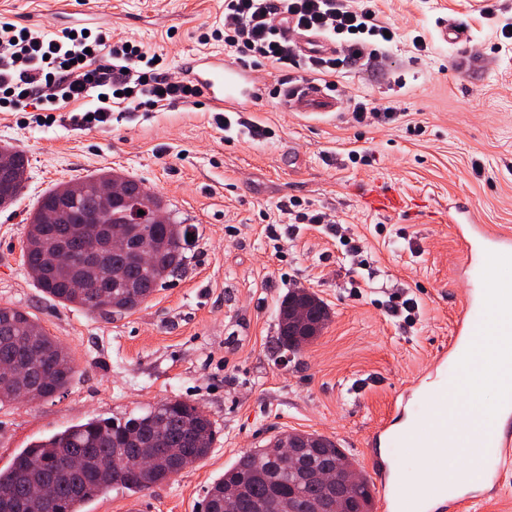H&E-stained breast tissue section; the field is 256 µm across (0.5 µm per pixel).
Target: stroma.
<instances>
[{
    "label": "stroma",
    "instance_id": "stroma-1",
    "mask_svg": "<svg viewBox=\"0 0 512 512\" xmlns=\"http://www.w3.org/2000/svg\"><path fill=\"white\" fill-rule=\"evenodd\" d=\"M400 36L374 64L334 77L340 111L284 112L282 76L251 66L264 98L218 129L202 98L152 112L114 110L90 130L71 107L0 111V145L25 152L21 200L0 211V306L28 311L67 346L76 373L43 401L0 405V468L32 442L94 417H120L166 399L202 407L215 423L211 453L149 491H110L85 512H203L206 488L246 450L282 432L318 433L376 477L391 452L375 441L418 403L413 380L432 385L472 282L448 211L465 205L488 232L512 228V39L500 22L512 0H377ZM495 18H487L486 9ZM224 0H0L17 26L111 27L114 38L162 52L169 68L224 45H202L223 22ZM469 30L445 43L442 18ZM395 106L392 118L357 119L362 100ZM112 167L163 195L171 217L197 228L184 270L135 312L104 317L43 295L21 259L25 218L56 182ZM375 182L399 187L395 215L360 199ZM319 214L299 224L297 212ZM314 291L331 310L320 336L278 353L279 300ZM467 498L427 512H512V467L469 485Z\"/></svg>",
    "mask_w": 512,
    "mask_h": 512
}]
</instances>
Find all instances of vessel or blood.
I'll return each mask as SVG.
<instances>
[{
    "mask_svg": "<svg viewBox=\"0 0 512 512\" xmlns=\"http://www.w3.org/2000/svg\"><path fill=\"white\" fill-rule=\"evenodd\" d=\"M188 79L215 109L243 112L256 91L244 66L220 54H200L186 62ZM278 106L291 112H334L339 107L325 84L311 78L297 79L279 86ZM371 210L393 214L403 210L402 196L392 187L380 186L366 194ZM462 240L460 262L487 288L486 295H466L457 313L449 339V383L473 392L480 382L474 360L463 353L471 336L485 331L490 316L512 308V232L489 234L476 219L457 225ZM500 388L496 414L473 422L464 408L448 406V383L424 389L418 410L403 426L388 430L386 442L397 459H426L427 467L417 476H408L396 465L384 466L380 475L383 512H425L429 504L447 498L457 484L448 474V457L460 452L479 456L486 449H498L502 458L512 457V431L501 428L500 416L512 417V362H498L494 371Z\"/></svg>",
    "mask_w": 512,
    "mask_h": 512,
    "instance_id": "obj_1",
    "label": "vessel or blood"
}]
</instances>
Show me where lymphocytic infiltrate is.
Here are the masks:
<instances>
[{
    "mask_svg": "<svg viewBox=\"0 0 512 512\" xmlns=\"http://www.w3.org/2000/svg\"><path fill=\"white\" fill-rule=\"evenodd\" d=\"M287 23L338 40L340 51L301 59L283 32ZM384 31L371 7L356 8L346 0H224L223 28L199 38L223 41L226 50L277 71L333 75L361 64L368 49L385 41ZM96 90L101 100L88 113L72 115L74 125L91 129L107 123L118 97L138 110L200 95L197 87L167 70L158 52L113 38L110 28L89 35L66 29L48 34L14 28L0 18V108L39 110L47 96L71 102Z\"/></svg>",
    "mask_w": 512,
    "mask_h": 512,
    "instance_id": "1",
    "label": "lymphocytic infiltrate"
}]
</instances>
